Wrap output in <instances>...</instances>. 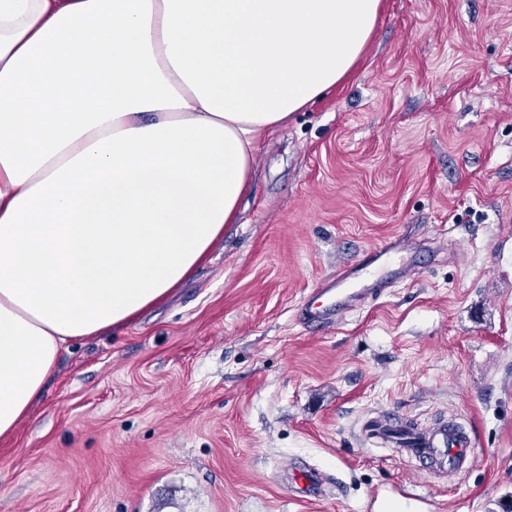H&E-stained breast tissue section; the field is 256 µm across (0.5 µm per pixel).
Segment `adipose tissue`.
Listing matches in <instances>:
<instances>
[{
	"mask_svg": "<svg viewBox=\"0 0 512 512\" xmlns=\"http://www.w3.org/2000/svg\"><path fill=\"white\" fill-rule=\"evenodd\" d=\"M381 0H0V438L61 349L166 301L260 135L344 82Z\"/></svg>",
	"mask_w": 512,
	"mask_h": 512,
	"instance_id": "adipose-tissue-1",
	"label": "adipose tissue"
}]
</instances>
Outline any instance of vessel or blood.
I'll list each match as a JSON object with an SVG mask.
<instances>
[{
	"label": "vessel or blood",
	"instance_id": "obj_1",
	"mask_svg": "<svg viewBox=\"0 0 512 512\" xmlns=\"http://www.w3.org/2000/svg\"><path fill=\"white\" fill-rule=\"evenodd\" d=\"M404 251V246L389 243L370 249L357 262L340 266L335 277L316 290L321 305L303 308V320L320 328L337 324L349 308L348 300L359 278L370 280L379 270L395 267ZM366 433L381 444L399 448L421 471L453 476L474 463L472 439L450 426L437 425L421 432H408L400 419L386 414L371 420Z\"/></svg>",
	"mask_w": 512,
	"mask_h": 512
}]
</instances>
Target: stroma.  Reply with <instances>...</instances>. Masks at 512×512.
<instances>
[{
	"label": "stroma",
	"instance_id": "stroma-1",
	"mask_svg": "<svg viewBox=\"0 0 512 512\" xmlns=\"http://www.w3.org/2000/svg\"><path fill=\"white\" fill-rule=\"evenodd\" d=\"M423 262L335 328L300 318L363 251ZM460 426L475 466L415 475L380 411ZM325 472L320 498L288 464ZM512 507V0H382L353 76L267 132L239 223L169 301L70 342L0 440V512Z\"/></svg>",
	"mask_w": 512,
	"mask_h": 512
}]
</instances>
